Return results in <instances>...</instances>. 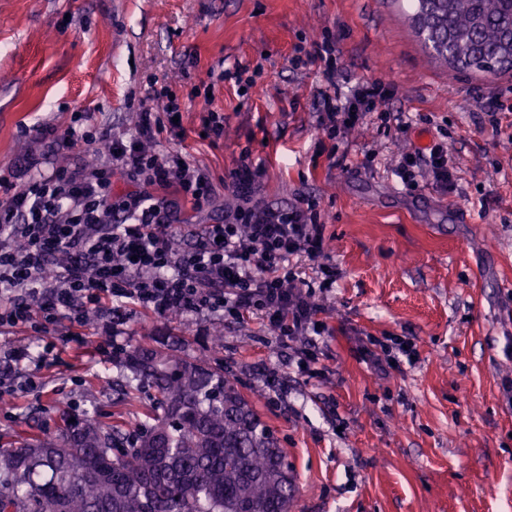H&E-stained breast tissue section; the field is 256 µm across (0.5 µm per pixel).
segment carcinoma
<instances>
[{
	"label": "carcinoma",
	"instance_id": "obj_1",
	"mask_svg": "<svg viewBox=\"0 0 512 512\" xmlns=\"http://www.w3.org/2000/svg\"><path fill=\"white\" fill-rule=\"evenodd\" d=\"M424 45L459 71H512V0H409ZM150 408L126 427L86 415L0 448V512H290L271 429L222 366L173 349L125 353Z\"/></svg>",
	"mask_w": 512,
	"mask_h": 512
}]
</instances>
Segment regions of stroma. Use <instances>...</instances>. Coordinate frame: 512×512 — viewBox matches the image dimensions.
<instances>
[{
	"instance_id": "stroma-1",
	"label": "stroma",
	"mask_w": 512,
	"mask_h": 512,
	"mask_svg": "<svg viewBox=\"0 0 512 512\" xmlns=\"http://www.w3.org/2000/svg\"><path fill=\"white\" fill-rule=\"evenodd\" d=\"M326 34L341 91L389 79L386 109L406 130L381 132L372 115L341 140L323 136L322 71L292 58ZM238 66L255 89L221 80ZM157 82L186 130L162 149L218 184L247 150L263 167L258 201L318 198L340 275L320 375L299 372L255 319L225 326L216 348V321H157L131 305L128 347L177 345L236 375L293 470L291 512H512V73L453 71L416 36L405 0H0V177L23 178L31 158L45 170L85 163L35 129L65 130L81 111L86 126L125 133ZM207 95L224 115L214 146L197 135ZM495 99L505 109L493 124ZM443 136L456 190L424 178L407 191L396 159ZM101 328L87 325L86 345L59 342L49 392L0 409V445L78 411L140 416L143 394L111 387L120 365L97 352ZM370 336L414 342L417 357L376 374L362 359Z\"/></svg>"
}]
</instances>
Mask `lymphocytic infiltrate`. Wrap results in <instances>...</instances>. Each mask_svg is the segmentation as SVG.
Segmentation results:
<instances>
[{
    "label": "lymphocytic infiltrate",
    "mask_w": 512,
    "mask_h": 512,
    "mask_svg": "<svg viewBox=\"0 0 512 512\" xmlns=\"http://www.w3.org/2000/svg\"><path fill=\"white\" fill-rule=\"evenodd\" d=\"M305 60L323 68L326 87L316 122L328 139L344 138L374 111L389 123L384 106L397 93L392 81L361 82L342 95L336 44L328 38L314 42ZM150 96L162 102V111L140 105L135 126L123 135L79 122L62 131L37 129L38 138L80 153L104 145L98 161L36 172L19 183L0 179V329L30 328L45 338L37 352L0 353L1 396L44 391V371L56 359L53 334L62 321H69V337L81 345L86 316L95 313L106 336L98 352L122 350L117 311L129 303L157 319L186 314L231 322L252 316L270 326L285 349L298 337L329 333L327 300L336 266L325 252L318 201L300 199L284 208L255 204L262 167L245 156L223 185L239 200L223 222L173 233L183 209L215 204L218 186L182 153L158 151L162 140L185 131L168 87L152 88ZM117 171L136 192L113 193ZM395 173L412 190L423 176L445 194L456 185L444 140L401 154ZM307 262L316 266L309 279L302 271ZM23 361L31 370L21 375L16 367Z\"/></svg>",
    "instance_id": "obj_1"
}]
</instances>
